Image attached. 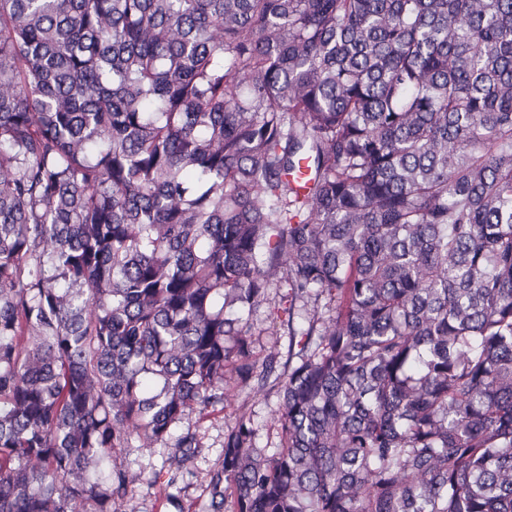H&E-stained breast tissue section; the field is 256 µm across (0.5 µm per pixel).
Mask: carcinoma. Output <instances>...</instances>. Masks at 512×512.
Instances as JSON below:
<instances>
[{
    "label": "carcinoma",
    "instance_id": "obj_1",
    "mask_svg": "<svg viewBox=\"0 0 512 512\" xmlns=\"http://www.w3.org/2000/svg\"><path fill=\"white\" fill-rule=\"evenodd\" d=\"M273 286L202 512H512V0H0V512H182ZM267 314V309L264 307L254 317L256 331L261 333L260 336H253L252 351L259 371L267 355L276 354V370L280 372L284 366L288 369L289 336L286 327L281 326L279 320L275 325L272 324L271 320L267 318ZM274 375L268 379L262 391L257 392V377L245 382L235 373L228 376L231 400L223 412H214L204 417L193 415L191 422L203 445L196 461V477L181 493V508L185 512H202L207 502L206 486L209 470L222 458L224 438L235 424L239 411L251 415L256 429L255 445L271 452L279 445L278 414L282 403ZM171 444L172 442L157 444L155 448H140L133 444L131 448L122 449L121 454L133 470L141 471L144 476L148 477L164 465L172 452ZM122 512H175L177 509L162 501H155L153 495L147 494L146 487L134 499L124 503Z\"/></svg>",
    "mask_w": 512,
    "mask_h": 512
}]
</instances>
